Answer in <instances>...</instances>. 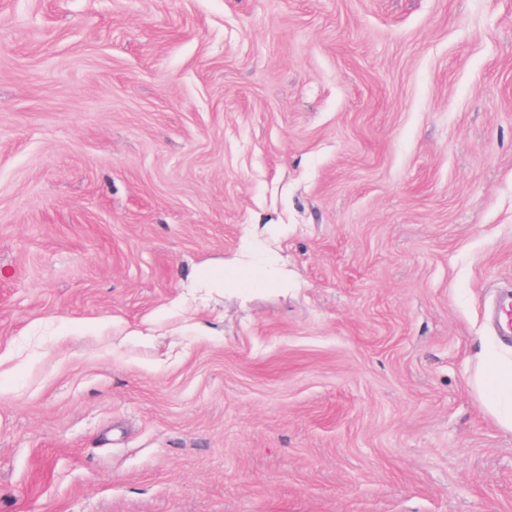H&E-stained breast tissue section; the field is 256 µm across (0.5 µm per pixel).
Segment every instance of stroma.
<instances>
[{
    "label": "stroma",
    "mask_w": 512,
    "mask_h": 512,
    "mask_svg": "<svg viewBox=\"0 0 512 512\" xmlns=\"http://www.w3.org/2000/svg\"><path fill=\"white\" fill-rule=\"evenodd\" d=\"M506 289L512 0H0V512H512ZM469 385L496 424L512 432V353L484 345Z\"/></svg>",
    "instance_id": "1"
}]
</instances>
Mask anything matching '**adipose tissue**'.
Here are the masks:
<instances>
[{"label":"adipose tissue","mask_w":512,"mask_h":512,"mask_svg":"<svg viewBox=\"0 0 512 512\" xmlns=\"http://www.w3.org/2000/svg\"><path fill=\"white\" fill-rule=\"evenodd\" d=\"M469 385L496 424L512 432V353L484 346Z\"/></svg>","instance_id":"obj_1"}]
</instances>
